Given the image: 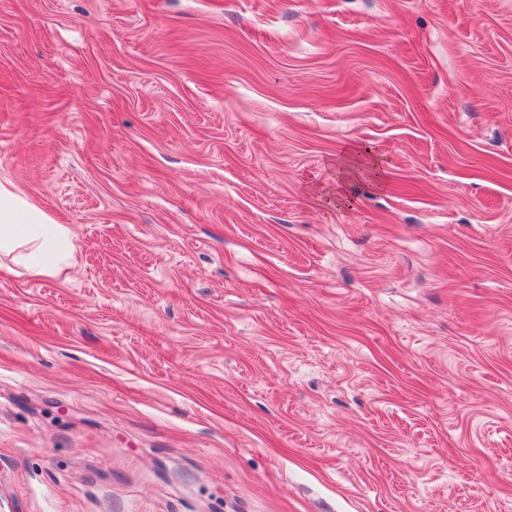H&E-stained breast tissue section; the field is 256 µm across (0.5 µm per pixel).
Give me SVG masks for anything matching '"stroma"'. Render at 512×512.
I'll list each match as a JSON object with an SVG mask.
<instances>
[{
    "mask_svg": "<svg viewBox=\"0 0 512 512\" xmlns=\"http://www.w3.org/2000/svg\"><path fill=\"white\" fill-rule=\"evenodd\" d=\"M0 182V512H512V0H0ZM344 155L349 159L360 178H368L376 184H382L384 169L381 157L365 147L348 146ZM23 248L18 257L34 275L58 276L75 254L70 230L42 209L0 184V255Z\"/></svg>",
    "mask_w": 512,
    "mask_h": 512,
    "instance_id": "stroma-1",
    "label": "stroma"
}]
</instances>
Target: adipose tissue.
Instances as JSON below:
<instances>
[{
  "label": "adipose tissue",
  "instance_id": "ef3b65f1",
  "mask_svg": "<svg viewBox=\"0 0 512 512\" xmlns=\"http://www.w3.org/2000/svg\"><path fill=\"white\" fill-rule=\"evenodd\" d=\"M345 155L355 170L336 192L344 204L357 197L359 178L384 180L381 157L365 147L350 146ZM18 253L26 269L36 275L57 276L68 268L75 254L70 230L55 223L42 209L0 184V255Z\"/></svg>",
  "mask_w": 512,
  "mask_h": 512
}]
</instances>
